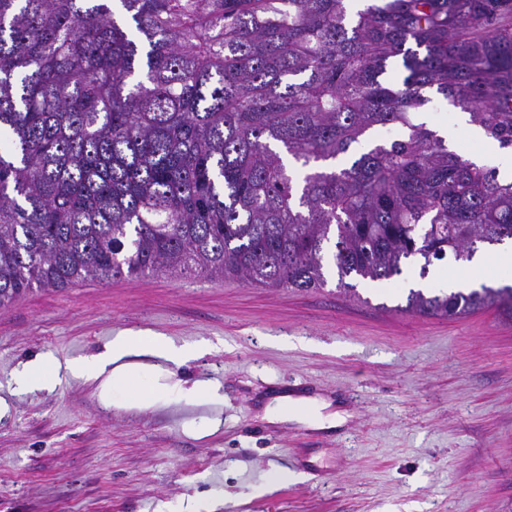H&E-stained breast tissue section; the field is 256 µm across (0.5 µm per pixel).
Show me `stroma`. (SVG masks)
<instances>
[{"label":"stroma","mask_w":512,"mask_h":512,"mask_svg":"<svg viewBox=\"0 0 512 512\" xmlns=\"http://www.w3.org/2000/svg\"><path fill=\"white\" fill-rule=\"evenodd\" d=\"M427 124L481 145L440 99ZM411 263L391 282L261 288L195 276L88 280L0 311V512H512V320L403 312ZM148 331L190 356L149 361L156 404L56 373ZM209 382L212 395L194 393ZM345 408L340 427L262 419L275 394Z\"/></svg>","instance_id":"1"}]
</instances>
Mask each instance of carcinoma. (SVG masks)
<instances>
[{
  "instance_id": "carcinoma-1",
  "label": "carcinoma",
  "mask_w": 512,
  "mask_h": 512,
  "mask_svg": "<svg viewBox=\"0 0 512 512\" xmlns=\"http://www.w3.org/2000/svg\"><path fill=\"white\" fill-rule=\"evenodd\" d=\"M0 0V309L87 280L382 281L512 242V0ZM398 138L353 149L380 129ZM512 318V284L399 310ZM431 96L432 102L428 103L422 109H419V111L428 113L426 123L430 128L440 132L446 129L448 133L452 132L453 135L448 142L453 145V149L471 157L479 153L482 149L480 143L475 141L479 140L483 143L482 152L485 157H499L505 161L508 160L507 153L499 147L496 141L487 138L482 130L477 127L469 129V136L468 132L458 124L459 115L461 113L436 96Z\"/></svg>"
}]
</instances>
